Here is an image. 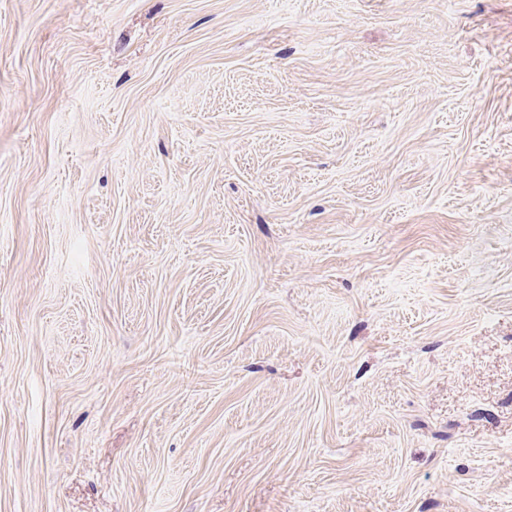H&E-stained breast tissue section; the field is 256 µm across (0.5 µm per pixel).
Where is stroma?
<instances>
[{"instance_id":"stroma-1","label":"stroma","mask_w":512,"mask_h":512,"mask_svg":"<svg viewBox=\"0 0 512 512\" xmlns=\"http://www.w3.org/2000/svg\"><path fill=\"white\" fill-rule=\"evenodd\" d=\"M0 512H512V0H0Z\"/></svg>"}]
</instances>
